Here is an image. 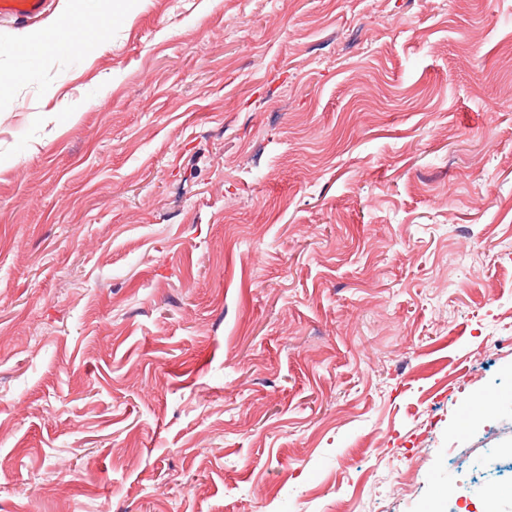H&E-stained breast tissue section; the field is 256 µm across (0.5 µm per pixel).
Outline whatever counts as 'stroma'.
I'll use <instances>...</instances> for the list:
<instances>
[{"instance_id": "stroma-1", "label": "stroma", "mask_w": 512, "mask_h": 512, "mask_svg": "<svg viewBox=\"0 0 512 512\" xmlns=\"http://www.w3.org/2000/svg\"><path fill=\"white\" fill-rule=\"evenodd\" d=\"M57 2L0 29V512H512V0Z\"/></svg>"}]
</instances>
